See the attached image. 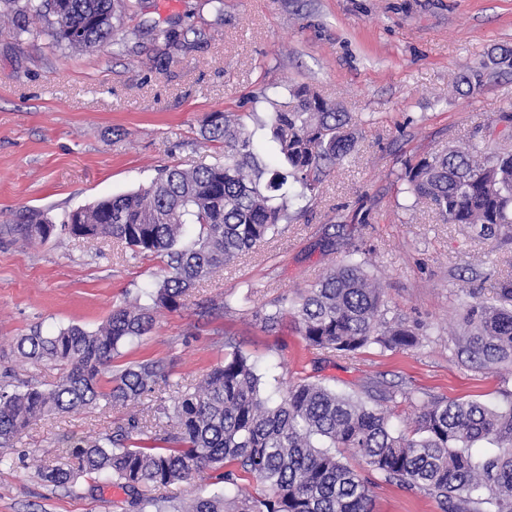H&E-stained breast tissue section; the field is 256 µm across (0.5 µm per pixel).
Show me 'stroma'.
Here are the masks:
<instances>
[{"instance_id": "obj_1", "label": "stroma", "mask_w": 512, "mask_h": 512, "mask_svg": "<svg viewBox=\"0 0 512 512\" xmlns=\"http://www.w3.org/2000/svg\"><path fill=\"white\" fill-rule=\"evenodd\" d=\"M25 26L18 37L12 20L0 24V374L51 387L60 367L21 358L18 337L94 330L115 306L147 303L164 266L108 238L24 240L7 230L19 211L58 223L137 189L157 167L223 159V145L203 136L213 112L242 114L260 159L272 162L264 124L303 88L352 115L354 152L317 198L290 207L273 239L197 284L181 309L157 310L151 333L122 348L117 365L152 360L171 378L133 411L172 406L174 381L197 384L235 350L274 398L302 378L362 399L392 392L386 408L402 433L424 402L512 392V365L477 368L459 336L467 305L512 279V228L484 239L441 223L426 205L410 206L398 179L406 163L451 145L512 150L502 119L512 76L469 95L453 89L491 48L512 49V0H224L219 10L209 0H136L117 44L86 51L53 41L44 19ZM155 26L175 27L190 51L161 56ZM351 249L382 282L386 318L418 328L416 346L342 356L308 346L293 319L264 327L273 301L291 305ZM127 413L99 405L30 425L12 465L0 466V512H115L125 494L114 481L57 487L37 476L35 458L62 457L70 435L112 432ZM373 482L375 512H442L433 496Z\"/></svg>"}]
</instances>
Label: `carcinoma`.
<instances>
[{
  "label": "carcinoma",
  "mask_w": 512,
  "mask_h": 512,
  "mask_svg": "<svg viewBox=\"0 0 512 512\" xmlns=\"http://www.w3.org/2000/svg\"><path fill=\"white\" fill-rule=\"evenodd\" d=\"M21 19L44 18L48 33L69 49L90 50L115 40L128 0H0ZM165 54L188 49L178 30L160 29ZM512 74V50L489 54L468 69L455 90L472 94ZM291 109L273 113L267 125L285 171L268 170L255 153L254 134L243 116L222 112L203 120L206 138L224 144V163L166 166L139 190L101 199L71 212L61 229L75 237L110 238L144 256L164 258L166 274L153 305L126 303L97 329L72 325L53 334L35 330L16 343L34 364L55 362L60 380L0 386V461L15 437L33 422L76 413L101 401L127 407L153 391L169 374L154 362L112 369L128 342L153 330V310L176 311L196 284L254 250L288 219L296 198L315 197L327 172L355 146L351 117L307 91ZM402 192L412 205L429 204L448 224H466L492 239L512 224V151L473 147L419 159L406 169ZM197 236L186 239V226ZM10 231L45 241L56 225L38 210L22 215ZM494 302L468 306L462 341L483 368L512 363V282ZM381 282L354 257L330 267L289 309L263 315L274 327L292 315L310 346L354 353L368 344L387 350L413 347L419 333L385 320ZM109 374L108 389L100 386ZM483 442L493 443L486 453ZM70 451L37 465L54 486L81 476L105 474L128 489L130 512H374L368 480L344 461L348 453L388 481L438 499L442 512H512V396L498 401H431L420 407L412 434L393 430L376 404L321 383L299 381L276 400L264 394L255 364L235 350L195 387L178 392L172 408L159 406L153 419L129 415L112 434L71 437ZM215 470V479L235 484L236 471L256 482V493L225 489L185 499L147 495Z\"/></svg>",
  "instance_id": "obj_1"
}]
</instances>
